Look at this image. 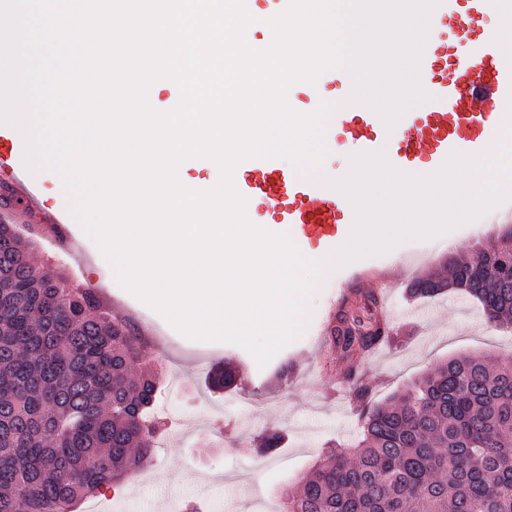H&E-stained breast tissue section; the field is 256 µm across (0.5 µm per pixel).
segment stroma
Masks as SVG:
<instances>
[{
  "mask_svg": "<svg viewBox=\"0 0 512 512\" xmlns=\"http://www.w3.org/2000/svg\"><path fill=\"white\" fill-rule=\"evenodd\" d=\"M36 200L30 214L11 210L0 218L35 236L34 225L70 207L68 195L52 173L33 169ZM512 225L505 214L489 224H464L437 238L407 240L397 250L354 260L318 282L308 301L310 322L265 367L230 343L192 341L120 286L111 268L97 258L88 233L80 239L88 250L84 263L38 240L33 258L50 272L66 273L99 285L104 299L128 307L148 332L146 351L162 360L166 383L157 400L169 429L152 464L127 480L119 491L103 488L79 512H279L278 491L320 461L328 446H348L360 436V423L340 377L342 365L323 330L334 308L359 285L375 290L397 334L359 366L384 403L455 355L512 357V328L488 320L481 305L461 292L413 299L412 279L440 268L448 255L468 256L478 244ZM219 365L239 375L237 387L212 391L207 378ZM287 377H280V370ZM285 441L269 458L252 449L255 435L268 429Z\"/></svg>",
  "mask_w": 512,
  "mask_h": 512,
  "instance_id": "obj_1",
  "label": "stroma"
}]
</instances>
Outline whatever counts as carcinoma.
<instances>
[{"mask_svg":"<svg viewBox=\"0 0 512 512\" xmlns=\"http://www.w3.org/2000/svg\"><path fill=\"white\" fill-rule=\"evenodd\" d=\"M33 245L0 220V512H73L149 463L164 432L153 413L160 376L138 327L94 289L37 271ZM448 265L446 277L412 280L408 295L460 291L512 325V229ZM354 294L333 329L351 360L397 340L376 294ZM346 380L361 438L331 447L281 512H512L511 358H450L385 404L358 368ZM235 383L230 368L209 378L216 391ZM284 440L267 431L254 448L270 454Z\"/></svg>","mask_w":512,"mask_h":512,"instance_id":"obj_1","label":"carcinoma"}]
</instances>
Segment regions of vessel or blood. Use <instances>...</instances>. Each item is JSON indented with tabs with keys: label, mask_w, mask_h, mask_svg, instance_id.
<instances>
[{
	"label": "vessel or blood",
	"mask_w": 512,
	"mask_h": 512,
	"mask_svg": "<svg viewBox=\"0 0 512 512\" xmlns=\"http://www.w3.org/2000/svg\"><path fill=\"white\" fill-rule=\"evenodd\" d=\"M433 15L437 28L429 32L419 62L427 100L391 134L372 108L346 97L328 122L327 141L344 134L359 152H384L402 172L437 170L452 153L476 158L489 149L500 118L512 115V42L488 23L485 0H441ZM26 177L14 139L0 134V180ZM235 186L251 206L252 223L288 228L324 255L332 254L346 225L355 221L327 176L298 173L277 159L248 160ZM47 230L63 251L80 249L64 213Z\"/></svg>",
	"instance_id": "b4317fda"
}]
</instances>
